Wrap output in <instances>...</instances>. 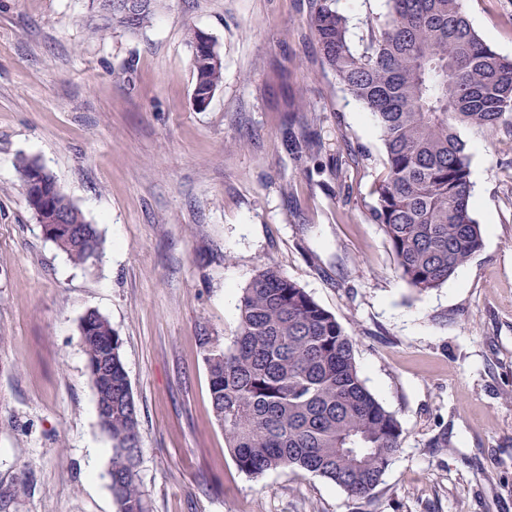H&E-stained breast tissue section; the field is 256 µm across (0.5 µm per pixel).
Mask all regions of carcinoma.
I'll use <instances>...</instances> for the list:
<instances>
[{
  "label": "carcinoma",
  "mask_w": 512,
  "mask_h": 512,
  "mask_svg": "<svg viewBox=\"0 0 512 512\" xmlns=\"http://www.w3.org/2000/svg\"><path fill=\"white\" fill-rule=\"evenodd\" d=\"M161 0L137 16L112 11L136 31ZM467 0H387L366 20L361 47L335 0H308L307 25L322 64L377 124L384 171L370 216L380 225L397 277L415 294L435 290L478 255L483 230L472 216L469 137L512 128V58L492 49L472 26ZM190 29L193 98L203 101L224 81L216 47ZM43 165L18 157L27 186ZM46 193L65 224L47 237L76 266L101 259L96 224L50 182ZM236 335L228 346L203 339L213 415L238 469L250 476L292 471L326 479L350 497L372 496L401 447L402 427L367 388L354 339L336 316L280 268L263 265L243 289ZM88 363L112 355V379H89L98 423L112 445L106 475L119 512H149L138 469V408L121 341L103 315L80 323Z\"/></svg>",
  "instance_id": "1"
}]
</instances>
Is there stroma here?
I'll use <instances>...</instances> for the list:
<instances>
[{
    "mask_svg": "<svg viewBox=\"0 0 512 512\" xmlns=\"http://www.w3.org/2000/svg\"><path fill=\"white\" fill-rule=\"evenodd\" d=\"M467 7L512 56V0ZM307 10L162 0L132 32L91 0H0V512H117L79 333L91 311L122 341L150 512H512V133L470 137L482 252L414 294L370 217L380 133L323 67ZM191 28L224 60L202 111ZM304 133L318 152L295 151ZM21 155L99 225L100 263L73 265L44 238ZM266 263L353 336L401 423L370 500L313 475L248 476L225 447L201 340H233ZM443 430L450 447H429Z\"/></svg>",
    "mask_w": 512,
    "mask_h": 512,
    "instance_id": "1",
    "label": "stroma"
}]
</instances>
